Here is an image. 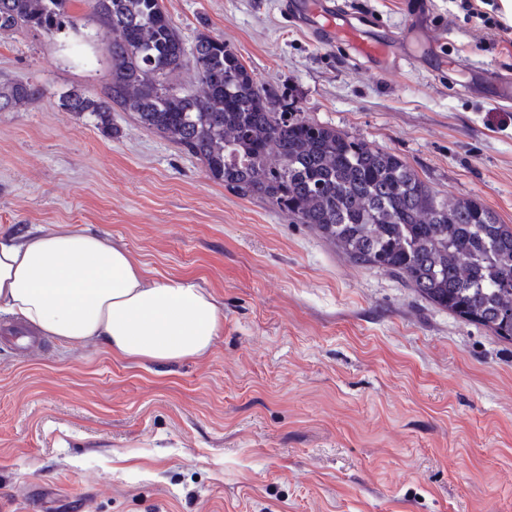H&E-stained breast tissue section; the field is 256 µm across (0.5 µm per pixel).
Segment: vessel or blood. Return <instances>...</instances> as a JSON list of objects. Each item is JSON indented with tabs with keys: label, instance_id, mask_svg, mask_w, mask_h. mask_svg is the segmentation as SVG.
<instances>
[{
	"label": "vessel or blood",
	"instance_id": "obj_1",
	"mask_svg": "<svg viewBox=\"0 0 512 512\" xmlns=\"http://www.w3.org/2000/svg\"><path fill=\"white\" fill-rule=\"evenodd\" d=\"M283 9L291 22L305 26L315 38L329 43L340 40L348 44L354 57L381 74H394L412 64L410 57L389 54V39L369 35L368 19L351 20L348 11L330 4L329 0H285ZM486 79L497 88L495 104L512 102V73L493 71Z\"/></svg>",
	"mask_w": 512,
	"mask_h": 512
}]
</instances>
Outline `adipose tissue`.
I'll return each mask as SVG.
<instances>
[{"mask_svg": "<svg viewBox=\"0 0 512 512\" xmlns=\"http://www.w3.org/2000/svg\"><path fill=\"white\" fill-rule=\"evenodd\" d=\"M0 312L67 343L167 366L207 354L224 306L196 280L157 278L122 246L73 224L0 232Z\"/></svg>", "mask_w": 512, "mask_h": 512, "instance_id": "adipose-tissue-1", "label": "adipose tissue"}]
</instances>
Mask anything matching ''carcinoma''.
Masks as SVG:
<instances>
[{
	"label": "carcinoma",
	"mask_w": 512,
	"mask_h": 512,
	"mask_svg": "<svg viewBox=\"0 0 512 512\" xmlns=\"http://www.w3.org/2000/svg\"><path fill=\"white\" fill-rule=\"evenodd\" d=\"M72 0H0V31L54 34L74 25ZM112 29L101 95L72 90L61 106L103 131L112 113L200 159L211 177L317 230L351 262L389 272L433 305L512 341V225L477 199L441 198L401 157L301 115L261 84L224 40L202 31L191 48L162 0H92ZM201 90L173 84L185 64ZM39 84L9 82L20 107Z\"/></svg>",
	"instance_id": "1"
}]
</instances>
